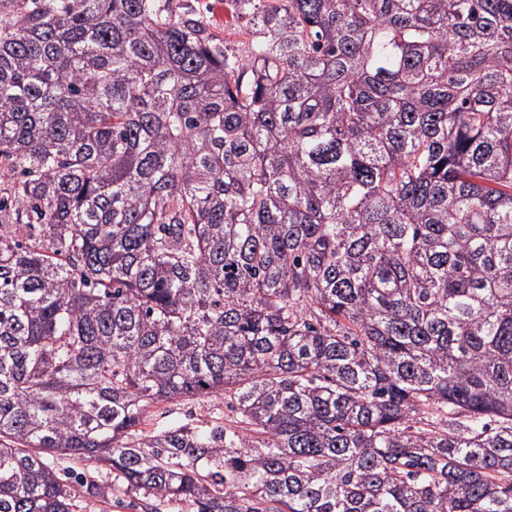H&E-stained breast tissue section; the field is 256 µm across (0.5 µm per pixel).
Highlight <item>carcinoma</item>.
Returning <instances> with one entry per match:
<instances>
[{
  "mask_svg": "<svg viewBox=\"0 0 512 512\" xmlns=\"http://www.w3.org/2000/svg\"><path fill=\"white\" fill-rule=\"evenodd\" d=\"M229 4L0 0V512H512V0ZM198 1L203 15L217 32L225 35L226 38L236 40L235 36L229 33L237 29L241 24L238 18L232 15L231 9L225 0H192ZM197 5V3H195ZM226 402L224 404L222 397L193 396L173 404H160L150 410L145 428H159L173 420L197 425L215 418L224 419V415L231 417L233 412L227 408ZM45 462L68 483L74 493L73 512H144L142 495L127 490L112 470L77 458L45 455ZM98 486L101 494H86V485Z\"/></svg>",
  "mask_w": 512,
  "mask_h": 512,
  "instance_id": "obj_1",
  "label": "carcinoma"
}]
</instances>
